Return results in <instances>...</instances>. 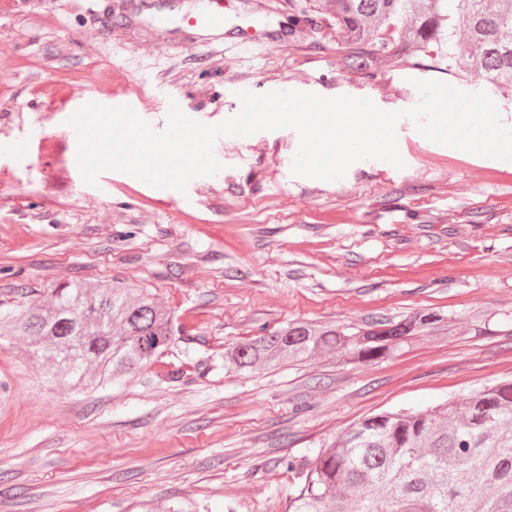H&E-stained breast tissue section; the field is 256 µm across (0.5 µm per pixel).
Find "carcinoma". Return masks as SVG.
<instances>
[{
  "label": "carcinoma",
  "instance_id": "cac0c4a2",
  "mask_svg": "<svg viewBox=\"0 0 512 512\" xmlns=\"http://www.w3.org/2000/svg\"><path fill=\"white\" fill-rule=\"evenodd\" d=\"M336 31L343 68L388 73L415 55L448 74L477 71L512 97V0H306ZM436 321L417 313L357 327L291 324L229 347L224 370L241 374L336 352L387 356ZM3 335L27 345L47 375L77 389L121 382L176 343L174 313L120 282L73 281L0 313ZM292 512H512V381L462 403L385 412L345 430L310 461Z\"/></svg>",
  "mask_w": 512,
  "mask_h": 512
}]
</instances>
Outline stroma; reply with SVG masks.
<instances>
[{"mask_svg": "<svg viewBox=\"0 0 512 512\" xmlns=\"http://www.w3.org/2000/svg\"><path fill=\"white\" fill-rule=\"evenodd\" d=\"M281 48L186 49L180 18L204 0H151L160 29L125 0H0V309L56 284L119 281L172 310L180 339L122 383L73 388L0 339V512H288L310 459L350 424L426 410L512 380V162L463 154L399 120L405 162L367 159L338 180L293 176L299 136L263 131L213 146L222 170L186 191L73 170L57 111L70 87L145 85L195 120L237 114L233 90L311 78V92L417 104L414 80L448 81L432 59L382 75L339 67L336 35L305 0H269ZM431 313L436 323L373 362L336 353L244 375L226 346L292 322L360 326ZM183 369L177 381L167 374Z\"/></svg>", "mask_w": 512, "mask_h": 512, "instance_id": "stroma-1", "label": "stroma"}]
</instances>
